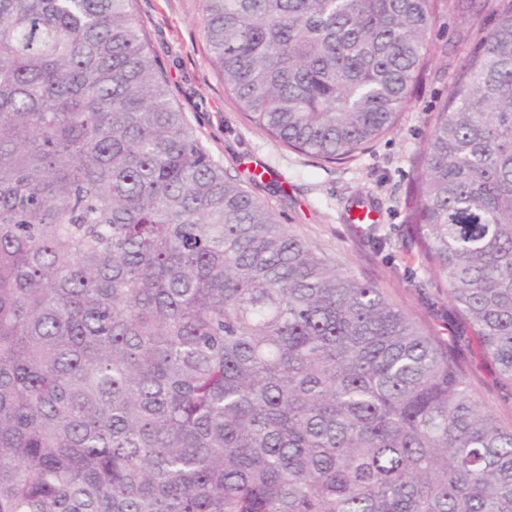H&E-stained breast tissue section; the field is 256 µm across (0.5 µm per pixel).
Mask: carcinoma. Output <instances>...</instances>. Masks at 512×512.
<instances>
[{
	"instance_id": "obj_1",
	"label": "carcinoma",
	"mask_w": 512,
	"mask_h": 512,
	"mask_svg": "<svg viewBox=\"0 0 512 512\" xmlns=\"http://www.w3.org/2000/svg\"><path fill=\"white\" fill-rule=\"evenodd\" d=\"M437 0H204L258 129L396 127ZM133 0H0V512H512V426L448 343L204 148ZM459 342L512 386V0L407 198Z\"/></svg>"
}]
</instances>
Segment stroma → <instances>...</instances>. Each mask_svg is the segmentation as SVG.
<instances>
[{"mask_svg":"<svg viewBox=\"0 0 512 512\" xmlns=\"http://www.w3.org/2000/svg\"><path fill=\"white\" fill-rule=\"evenodd\" d=\"M500 0H481L464 15L446 0L430 39L427 70L397 128L354 160L327 164L299 154L247 122L208 64L203 0H135L134 13L161 63L174 101L225 172L274 211L288 229L360 280L375 284L427 333H456L446 281L427 268L406 224L409 188L436 110L455 72L491 28ZM364 202L374 224H352L348 211ZM476 399L512 424V392L474 355L457 353Z\"/></svg>","mask_w":512,"mask_h":512,"instance_id":"stroma-1","label":"stroma"}]
</instances>
